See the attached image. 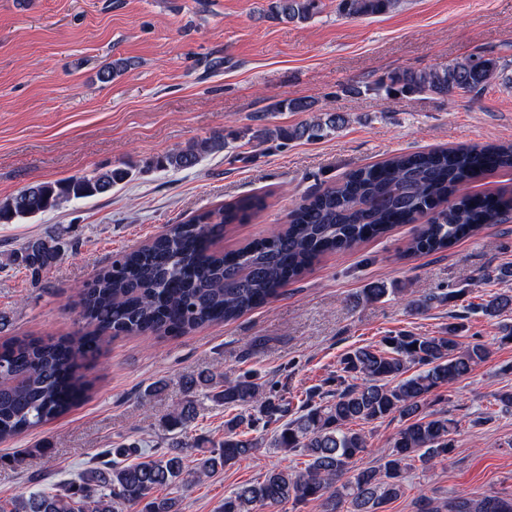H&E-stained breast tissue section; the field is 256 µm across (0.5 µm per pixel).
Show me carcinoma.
I'll list each match as a JSON object with an SVG mask.
<instances>
[{
  "mask_svg": "<svg viewBox=\"0 0 512 512\" xmlns=\"http://www.w3.org/2000/svg\"><path fill=\"white\" fill-rule=\"evenodd\" d=\"M319 0H275L272 18L305 22ZM399 0H339L347 17L388 14ZM129 67L116 58L104 67L110 81ZM494 81L511 84L508 69L491 56L472 54L430 70H399L381 79L375 91L387 96L478 95ZM271 110L308 112L293 127L261 124L247 129L250 140L276 148L295 141L322 140L341 130L346 118L322 111L306 98L284 99ZM214 134L158 156L149 166L163 170L194 167L208 154L228 149ZM499 171H512V143L438 148L394 155L346 174L336 184L304 196L290 212L286 227L242 247L224 250L218 243L229 224L261 210L263 199L247 196L193 215L143 247L120 255L82 290L81 319L86 328L58 338L12 336L0 342V443L36 429L76 407L92 389L86 363L107 342L121 335L180 336L202 326L227 322L276 298L320 257L342 253L387 234L398 224H420L407 251L431 254L447 250L512 212V190L468 193L460 188ZM129 177L123 168H99L82 176L40 182L0 200V223L32 218L61 204L106 194ZM59 247L47 234L27 241L16 261L38 274L56 263ZM512 307V295L494 294L466 309L497 317ZM466 316L453 315L448 335L421 336L401 331L378 345L346 352L336 371V392L310 403L276 430L271 445L308 457L305 467L288 474L271 471L224 497L222 512H256L289 500H322L325 512H379L401 495L407 467L430 465L454 450L457 422L429 412V395L470 375L489 356L482 342H461ZM419 366L413 372L411 367ZM198 383L216 399L241 412L225 422L224 441L201 451L195 474L208 476L250 455L260 439L250 435L278 422L288 404L267 396L257 377L236 380L202 375ZM398 415L403 426L389 442L380 464L351 471L368 441L356 421L371 423ZM185 401L167 418L170 431H184L195 420ZM182 439L155 458L118 465L105 461L86 468L67 485L42 488L26 498L0 503V512H178L174 497L155 492L184 482ZM422 512H512L511 496L457 497L432 505L423 496Z\"/></svg>",
  "mask_w": 512,
  "mask_h": 512,
  "instance_id": "cac0c4a2",
  "label": "carcinoma"
}]
</instances>
